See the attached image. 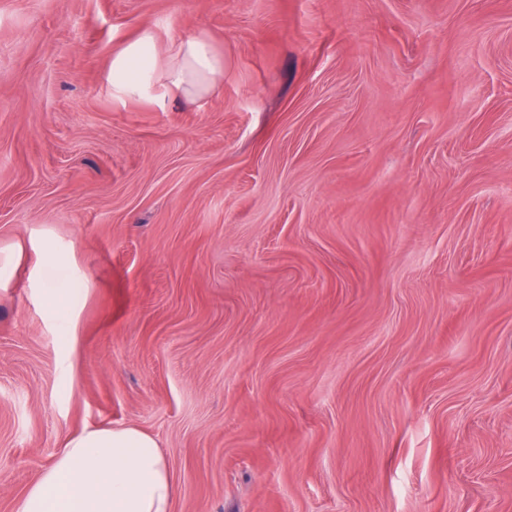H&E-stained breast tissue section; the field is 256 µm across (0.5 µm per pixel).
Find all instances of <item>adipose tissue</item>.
I'll return each mask as SVG.
<instances>
[{"instance_id": "adipose-tissue-1", "label": "adipose tissue", "mask_w": 512, "mask_h": 512, "mask_svg": "<svg viewBox=\"0 0 512 512\" xmlns=\"http://www.w3.org/2000/svg\"><path fill=\"white\" fill-rule=\"evenodd\" d=\"M108 79L119 102L194 103L223 84L224 55L201 35L160 44L147 25L113 54ZM175 500L171 468L153 436L93 427L65 441L13 512H174Z\"/></svg>"}]
</instances>
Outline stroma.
<instances>
[{"mask_svg":"<svg viewBox=\"0 0 512 512\" xmlns=\"http://www.w3.org/2000/svg\"><path fill=\"white\" fill-rule=\"evenodd\" d=\"M146 24L217 93L115 101ZM95 426L175 512H512V0H0V512Z\"/></svg>","mask_w":512,"mask_h":512,"instance_id":"obj_1","label":"stroma"}]
</instances>
